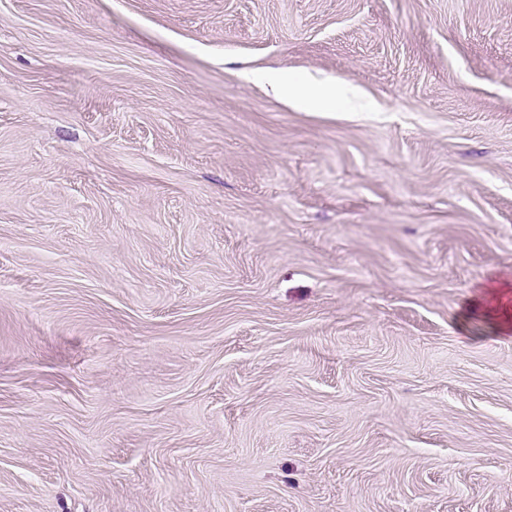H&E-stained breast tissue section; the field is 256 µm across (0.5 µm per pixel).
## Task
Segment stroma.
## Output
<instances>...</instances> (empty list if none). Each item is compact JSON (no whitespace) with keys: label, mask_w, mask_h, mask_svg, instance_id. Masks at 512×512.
I'll use <instances>...</instances> for the list:
<instances>
[{"label":"stroma","mask_w":512,"mask_h":512,"mask_svg":"<svg viewBox=\"0 0 512 512\" xmlns=\"http://www.w3.org/2000/svg\"><path fill=\"white\" fill-rule=\"evenodd\" d=\"M502 285L512 0H0V512H512ZM267 82L273 94L297 108H307L325 103L336 95L348 97L355 94L354 86L347 81L311 78L308 81L291 82L282 73L268 75Z\"/></svg>","instance_id":"obj_1"}]
</instances>
